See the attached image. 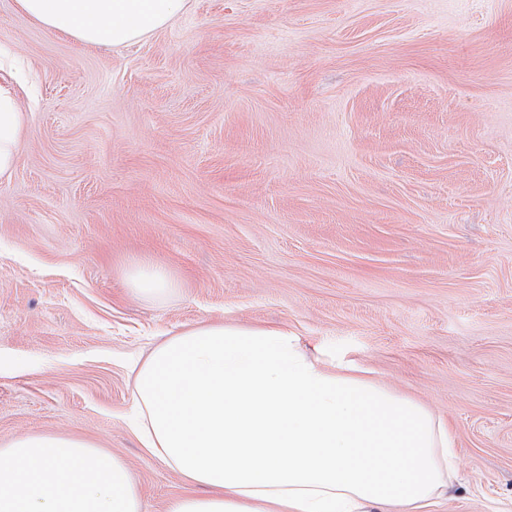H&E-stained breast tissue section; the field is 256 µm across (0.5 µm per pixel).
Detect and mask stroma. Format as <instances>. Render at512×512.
Segmentation results:
<instances>
[{
    "label": "stroma",
    "mask_w": 512,
    "mask_h": 512,
    "mask_svg": "<svg viewBox=\"0 0 512 512\" xmlns=\"http://www.w3.org/2000/svg\"><path fill=\"white\" fill-rule=\"evenodd\" d=\"M15 74L0 447L89 441L166 512L185 484L128 425L134 364L274 325L448 422L434 512H512V0H192L118 49L0 0ZM139 257L166 299L129 288ZM126 278L131 288L153 296L177 288V281L164 267L149 259L135 260L126 269Z\"/></svg>",
    "instance_id": "stroma-1"
}]
</instances>
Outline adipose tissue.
<instances>
[{
  "label": "adipose tissue",
  "instance_id": "1",
  "mask_svg": "<svg viewBox=\"0 0 512 512\" xmlns=\"http://www.w3.org/2000/svg\"><path fill=\"white\" fill-rule=\"evenodd\" d=\"M46 28L103 48L167 27L191 0H16ZM29 117L0 85V182ZM131 288L177 285L148 259ZM143 447L207 495L167 512H430L448 495L454 439L417 401L354 361L280 327L202 324L169 337L136 372ZM0 512H141L126 466L74 437L32 433L0 448Z\"/></svg>",
  "mask_w": 512,
  "mask_h": 512
}]
</instances>
